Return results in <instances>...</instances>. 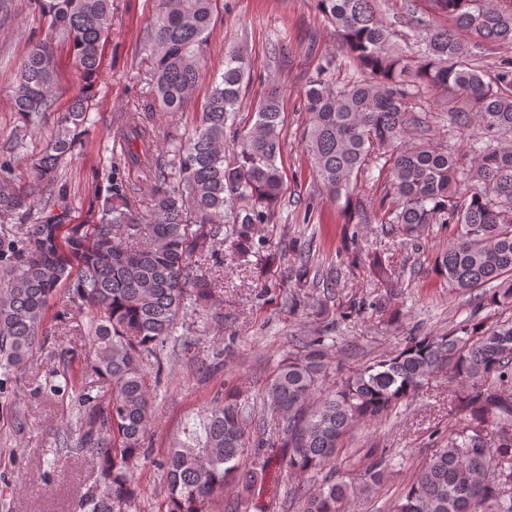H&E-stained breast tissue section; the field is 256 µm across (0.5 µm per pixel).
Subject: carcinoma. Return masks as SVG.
<instances>
[{
  "mask_svg": "<svg viewBox=\"0 0 512 512\" xmlns=\"http://www.w3.org/2000/svg\"><path fill=\"white\" fill-rule=\"evenodd\" d=\"M48 37L23 56L14 109L25 124L51 111L56 83L53 41L66 42L85 82L81 97L58 113L56 131L31 166L22 192L0 178V224L20 219L15 234L0 232V370L33 356L45 331L50 301L61 287L68 302L54 313L59 328L74 330L85 314V376L106 391L75 390L81 408L62 446L96 457L98 490L87 512H129L141 489L136 478L144 436L152 421L145 361L155 379L160 348L188 320L216 301V271L194 259L198 247L229 249L238 259L258 250L256 226L269 221L283 187L280 89L259 101L253 125L227 133L241 102L250 66L236 50L224 54L191 135L183 142L148 126L133 109L117 126L121 155L147 162L155 179L142 211L135 189L112 181L95 197L89 218L69 224V203L57 189L63 164L96 127L92 112L103 41L111 27V0H38ZM341 49L367 74L342 87L322 65L308 81L306 150L329 194L353 208L360 176L385 174L391 195L387 223L415 237L429 224L460 227L435 266L461 291L483 289V306L512 303V61L489 75L483 45L512 42V0H429V12L411 18L421 44L411 57L390 41L377 0H313ZM217 0H158L151 29V81L160 110L181 113L195 92ZM441 90L451 124L470 131L478 185L459 195L465 172L456 156L434 141L402 145L421 124L412 99ZM170 172H165V169ZM296 288L311 275L298 257ZM326 337L315 336L288 355L264 387V409L274 432L246 431L240 391H224V404L206 411L202 432L192 429L157 462L165 478L162 512H208L229 487L226 512H251L261 485L240 466L250 449L264 463L285 459L294 474L325 473L314 493L292 494L298 512H345L350 494L372 491L392 465L386 448H366L364 474L336 478V461L350 431L388 415L414 396L434 372L448 369L460 385L453 399L459 424L433 441L392 512H512V321L471 315L440 338L411 336L399 351L348 375L315 398L326 369Z\"/></svg>",
  "mask_w": 512,
  "mask_h": 512,
  "instance_id": "cac0c4a2",
  "label": "carcinoma"
}]
</instances>
